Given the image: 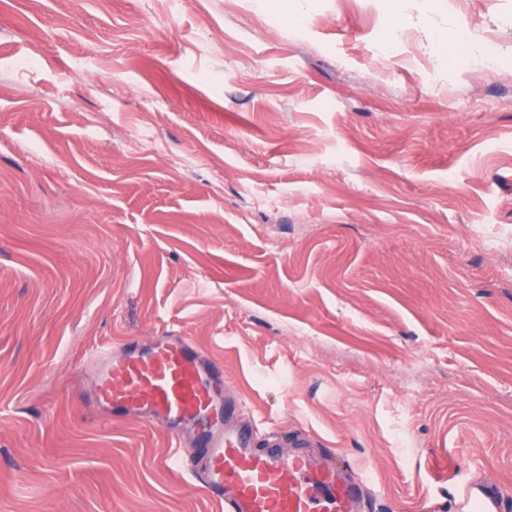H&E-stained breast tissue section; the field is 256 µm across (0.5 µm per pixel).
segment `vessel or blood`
<instances>
[{
	"label": "vessel or blood",
	"instance_id": "1",
	"mask_svg": "<svg viewBox=\"0 0 512 512\" xmlns=\"http://www.w3.org/2000/svg\"><path fill=\"white\" fill-rule=\"evenodd\" d=\"M96 399L112 415L163 428L171 437L193 432L198 454L178 467L223 512H363L365 483L343 465L323 460L299 435L292 452L277 433L258 448L252 423L224 372L193 341L163 334L94 356ZM496 493L463 491L455 512H502Z\"/></svg>",
	"mask_w": 512,
	"mask_h": 512
}]
</instances>
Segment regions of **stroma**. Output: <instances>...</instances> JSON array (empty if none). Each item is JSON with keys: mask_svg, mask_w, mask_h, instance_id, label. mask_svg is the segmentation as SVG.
Segmentation results:
<instances>
[{"mask_svg": "<svg viewBox=\"0 0 512 512\" xmlns=\"http://www.w3.org/2000/svg\"><path fill=\"white\" fill-rule=\"evenodd\" d=\"M165 333L367 512H512V0H0V512H221L95 402ZM503 499L497 493H472L463 491L455 501V512H502Z\"/></svg>", "mask_w": 512, "mask_h": 512, "instance_id": "1", "label": "stroma"}]
</instances>
